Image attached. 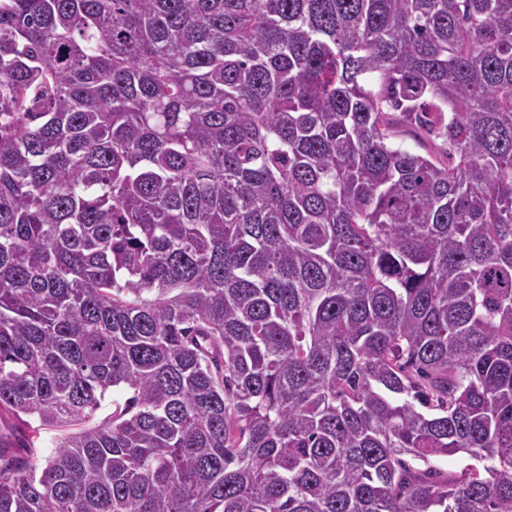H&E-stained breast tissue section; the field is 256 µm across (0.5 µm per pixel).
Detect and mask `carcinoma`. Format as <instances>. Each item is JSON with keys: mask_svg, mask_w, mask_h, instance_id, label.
I'll return each instance as SVG.
<instances>
[{"mask_svg": "<svg viewBox=\"0 0 512 512\" xmlns=\"http://www.w3.org/2000/svg\"><path fill=\"white\" fill-rule=\"evenodd\" d=\"M3 416L0 512H512V0H0ZM57 432L53 430H43L38 442L36 444L39 448H22L21 443L18 442L19 437H11L13 445L12 448H6L7 456H30L33 453L42 459H45L49 453L53 450L57 442Z\"/></svg>", "mask_w": 512, "mask_h": 512, "instance_id": "cac0c4a2", "label": "carcinoma"}]
</instances>
